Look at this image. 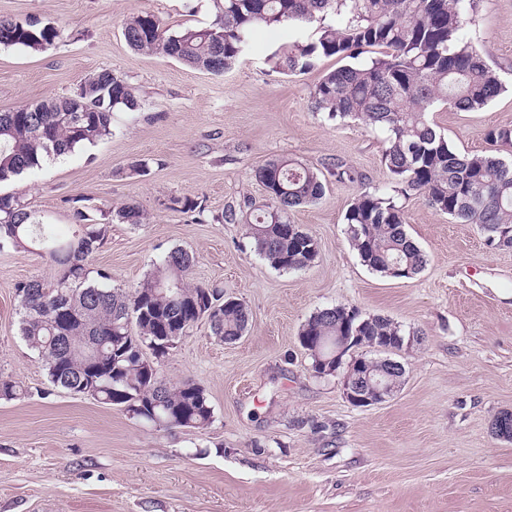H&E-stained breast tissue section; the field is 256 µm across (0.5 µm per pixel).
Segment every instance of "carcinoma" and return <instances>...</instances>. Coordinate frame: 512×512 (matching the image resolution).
<instances>
[{
	"label": "carcinoma",
	"mask_w": 512,
	"mask_h": 512,
	"mask_svg": "<svg viewBox=\"0 0 512 512\" xmlns=\"http://www.w3.org/2000/svg\"><path fill=\"white\" fill-rule=\"evenodd\" d=\"M214 22L206 27L169 30L149 14H133L123 35L134 51L180 61L220 75L251 53L263 29L291 26L298 37L266 54L264 63L281 74H304L322 56L355 59L371 48L378 55L362 64H345L325 73L315 85L313 108L336 122L357 120L385 133L382 162L394 192L418 195L435 210L464 224H476L488 245L501 247V234L512 229V162L490 154H461L434 125L427 112L439 105L473 112L484 109L503 90L497 71L466 39L474 0H213ZM337 18L326 22L327 16ZM316 26V38L305 30ZM0 45L43 50L59 38L57 28L35 17L0 19ZM87 111H0V182L41 166L47 158L74 153L112 135L117 112H135L141 103L133 89L103 69L86 79ZM487 141L512 145V127H495ZM265 203L245 198L216 217L243 224L256 252L273 268L299 270L318 255L317 239L290 223L288 212L322 198L325 184L312 168L293 159H272L255 170ZM174 209L204 215L189 197L171 199ZM78 233L58 240L21 196L0 194V250L39 252L52 262L51 283L37 279L16 284L20 333L43 358L49 381L68 392L120 406L133 417L167 429H204L213 419L205 390L197 383L165 382L159 361L182 336L204 321L213 336L233 342L244 335L250 310L224 289L194 283L195 258L176 249L132 291L110 285L112 275L89 267L107 225L85 207L73 211ZM120 224H141L145 215L134 203L112 212ZM360 260L387 277L399 267L411 278L426 265L423 251L406 230L404 208L393 197L360 192L344 216ZM96 276H91V273ZM342 307L314 312L300 335L310 360L330 357L346 323ZM352 328L365 346L404 338L399 325L382 316L355 319ZM148 349L151 364L141 357ZM364 369L402 382L396 367L365 359ZM23 388L0 377V400H15Z\"/></svg>",
	"instance_id": "carcinoma-1"
}]
</instances>
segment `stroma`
Here are the masks:
<instances>
[{"label": "stroma", "instance_id": "obj_1", "mask_svg": "<svg viewBox=\"0 0 512 512\" xmlns=\"http://www.w3.org/2000/svg\"><path fill=\"white\" fill-rule=\"evenodd\" d=\"M148 13L170 30L206 26L213 0H0V19L39 17L61 37L43 51L0 46V110L73 95L109 69L143 107L119 113L110 138L12 181L52 233L71 237L73 200L93 210L133 202L142 224H111L90 258L131 289L172 250L193 253L192 278L223 288L251 312L225 343L198 323L160 364L172 384H200L213 408L203 429H164L125 410L53 386L19 331L15 286L53 281L36 252L0 251V376L25 389L0 400V512H512V440L494 418L512 412V249H492L474 224L456 222L418 196L403 199L406 229L424 269L390 279L365 266L344 215L365 190H390L385 135L312 111L322 73L284 75L262 55L293 31H260L256 51L221 75L133 51L123 22ZM466 35L495 66L506 92L477 112L440 106L434 123L463 154L496 152L487 129L512 126V0H477ZM295 159L326 176L323 197L290 211L319 254L310 266L272 268L242 224L216 223L226 205L263 202L257 167ZM149 159L146 173L130 164ZM342 161L354 180L327 172ZM202 201L206 217L170 209ZM345 306L398 323L406 373L381 405H351L341 375L318 377L299 343L318 309Z\"/></svg>", "mask_w": 512, "mask_h": 512}]
</instances>
